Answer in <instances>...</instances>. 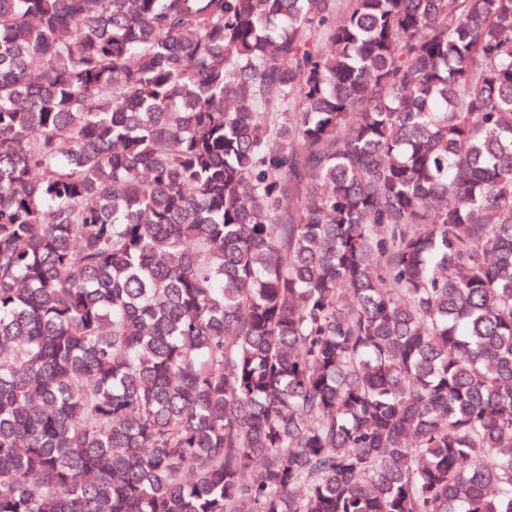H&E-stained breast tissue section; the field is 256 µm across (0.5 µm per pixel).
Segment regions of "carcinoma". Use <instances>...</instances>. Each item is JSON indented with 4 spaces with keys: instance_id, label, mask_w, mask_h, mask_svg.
Listing matches in <instances>:
<instances>
[{
    "instance_id": "cac0c4a2",
    "label": "carcinoma",
    "mask_w": 512,
    "mask_h": 512,
    "mask_svg": "<svg viewBox=\"0 0 512 512\" xmlns=\"http://www.w3.org/2000/svg\"><path fill=\"white\" fill-rule=\"evenodd\" d=\"M0 512H512V0H0Z\"/></svg>"
}]
</instances>
